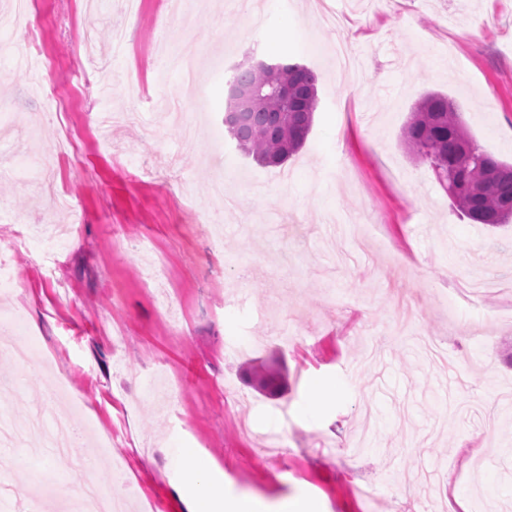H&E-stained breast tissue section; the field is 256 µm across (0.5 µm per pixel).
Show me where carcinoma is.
<instances>
[{"label":"carcinoma","mask_w":512,"mask_h":512,"mask_svg":"<svg viewBox=\"0 0 512 512\" xmlns=\"http://www.w3.org/2000/svg\"><path fill=\"white\" fill-rule=\"evenodd\" d=\"M288 86V98L277 91ZM224 127L239 151L267 166L281 165L305 143L318 107L316 76L283 59L272 71L259 58L227 81ZM460 106L438 92L424 94L404 133L408 151L434 170L472 222L495 226L512 219V163L483 151L466 131Z\"/></svg>","instance_id":"carcinoma-1"}]
</instances>
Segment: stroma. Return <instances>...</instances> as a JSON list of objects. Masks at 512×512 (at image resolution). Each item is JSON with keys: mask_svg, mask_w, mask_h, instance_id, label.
Here are the masks:
<instances>
[{"mask_svg": "<svg viewBox=\"0 0 512 512\" xmlns=\"http://www.w3.org/2000/svg\"><path fill=\"white\" fill-rule=\"evenodd\" d=\"M179 2L175 15L170 0L135 13L29 0L28 31L0 35L20 53L40 42L59 80L50 101L0 56V248L28 273L0 286V310L51 356L31 369L0 353V383L17 389V423L119 430L102 456L0 445L14 490L0 507L52 512L27 496L41 479L61 505L91 482L128 512H186L195 480L167 453L196 448L211 482L258 512L297 496L320 512H448L452 488L468 512H512V403L498 398L512 390V293L465 295L475 279L512 280V222L463 217L403 142L436 91L484 151L512 160V0H340L337 28L317 0H288L257 29L242 0ZM162 15L184 31L175 50L215 60L199 86L156 66ZM352 31L355 78L334 53ZM284 50L318 74L319 105L304 147L263 167L224 128V83ZM177 95L204 113L194 141L158 110ZM219 168L238 209L208 193ZM263 365L283 371L275 393L254 384ZM317 379L336 392L308 419L298 408Z\"/></svg>", "mask_w": 512, "mask_h": 512, "instance_id": "35a3bbf8", "label": "stroma"}]
</instances>
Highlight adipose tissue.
I'll use <instances>...</instances> for the list:
<instances>
[{
    "instance_id": "obj_1",
    "label": "adipose tissue",
    "mask_w": 512,
    "mask_h": 512,
    "mask_svg": "<svg viewBox=\"0 0 512 512\" xmlns=\"http://www.w3.org/2000/svg\"><path fill=\"white\" fill-rule=\"evenodd\" d=\"M175 461L188 468L199 484L198 490L187 499L188 512H254L250 500L225 497L223 491L208 482L210 460L198 449H178Z\"/></svg>"
}]
</instances>
